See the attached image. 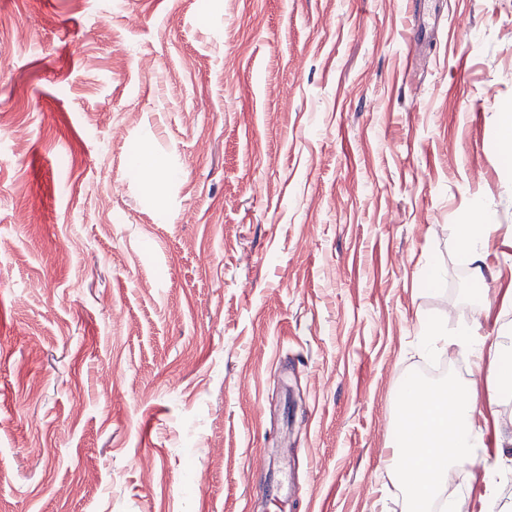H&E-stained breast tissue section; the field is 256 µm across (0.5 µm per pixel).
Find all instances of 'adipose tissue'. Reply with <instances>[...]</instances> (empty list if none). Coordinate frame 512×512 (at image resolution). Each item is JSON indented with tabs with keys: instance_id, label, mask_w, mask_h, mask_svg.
Listing matches in <instances>:
<instances>
[{
	"instance_id": "ef3b65f1",
	"label": "adipose tissue",
	"mask_w": 512,
	"mask_h": 512,
	"mask_svg": "<svg viewBox=\"0 0 512 512\" xmlns=\"http://www.w3.org/2000/svg\"><path fill=\"white\" fill-rule=\"evenodd\" d=\"M497 231L489 216L474 224L453 227L458 261L475 277H482L487 266L492 239ZM422 350L435 352L447 347L468 353L476 373H483V352L487 342L470 324L447 332L439 325H426L419 338ZM492 396L499 401L512 400V345L495 344L491 370ZM400 415L403 427L391 440V472L402 482L410 512H427L430 500L448 472L473 464L481 458V429L474 421L475 405L466 398H445L443 391H430L406 382L400 391Z\"/></svg>"
}]
</instances>
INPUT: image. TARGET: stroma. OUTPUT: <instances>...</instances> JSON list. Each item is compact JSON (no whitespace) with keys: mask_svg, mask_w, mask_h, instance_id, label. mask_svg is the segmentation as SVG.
<instances>
[{"mask_svg":"<svg viewBox=\"0 0 512 512\" xmlns=\"http://www.w3.org/2000/svg\"><path fill=\"white\" fill-rule=\"evenodd\" d=\"M505 112L512 0H0V512H406L423 323H512ZM497 224L484 214L477 223L453 225L455 252L458 261L477 279L483 280L487 260Z\"/></svg>","mask_w":512,"mask_h":512,"instance_id":"stroma-1","label":"stroma"}]
</instances>
